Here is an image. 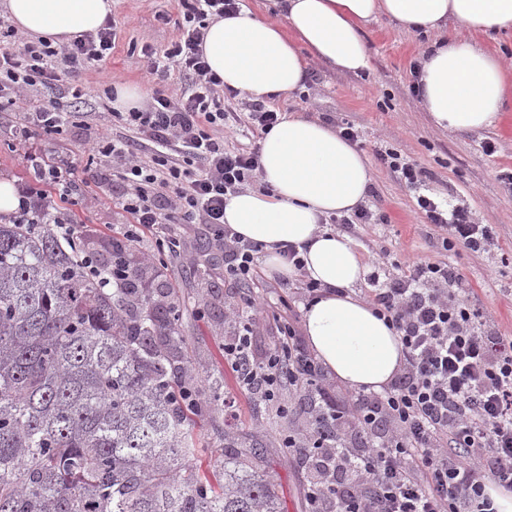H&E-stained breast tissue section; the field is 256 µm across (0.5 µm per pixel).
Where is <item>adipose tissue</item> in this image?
<instances>
[{"label": "adipose tissue", "mask_w": 512, "mask_h": 512, "mask_svg": "<svg viewBox=\"0 0 512 512\" xmlns=\"http://www.w3.org/2000/svg\"><path fill=\"white\" fill-rule=\"evenodd\" d=\"M16 30L61 44L99 29L112 0H5ZM387 18L427 34L419 53L420 98L432 125L468 134L496 125L512 104V72L477 35L512 32V0H266L261 9L210 23L202 44L211 70L235 90L272 101L303 89L308 62L356 74L370 67L368 27ZM263 188L245 189L224 207L242 240L262 244L269 272L291 277L282 256L295 246L322 293L305 309L303 333L323 366L345 385L379 390L403 365L402 344L357 295L368 273L355 244L323 227L353 213L373 181L369 157L336 128L284 116L261 141Z\"/></svg>", "instance_id": "adipose-tissue-1"}]
</instances>
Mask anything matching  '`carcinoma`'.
<instances>
[{"mask_svg": "<svg viewBox=\"0 0 512 512\" xmlns=\"http://www.w3.org/2000/svg\"><path fill=\"white\" fill-rule=\"evenodd\" d=\"M0 215V512H280L258 442L202 470L179 305Z\"/></svg>", "mask_w": 512, "mask_h": 512, "instance_id": "cac0c4a2", "label": "carcinoma"}]
</instances>
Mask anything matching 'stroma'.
<instances>
[{"label":"stroma","mask_w":512,"mask_h":512,"mask_svg":"<svg viewBox=\"0 0 512 512\" xmlns=\"http://www.w3.org/2000/svg\"><path fill=\"white\" fill-rule=\"evenodd\" d=\"M180 10L179 0H112L115 46L110 55L90 65L78 78L82 96L75 106L88 113L90 123L113 136L128 137V129L113 121L112 101L104 93L116 80L141 88L149 98L159 90L169 96L179 94L185 81L178 72L166 78L149 74L142 51L147 47L163 49L179 36ZM366 39L369 70L358 75L343 74L311 62L304 90L270 102L269 107L321 121L330 118L338 127L353 125L360 133V150L370 155L379 146L396 149L430 172L427 193L451 206L467 204L480 220L492 224L497 249L447 255L438 229L424 223L417 213L412 192L395 174L377 164L365 206L385 216V223L341 224L337 230L352 239L371 268L388 270L407 256L432 262L452 260L468 284L473 304L495 322L502 334L512 336V263H502L500 254L501 249L512 248V190L498 178L501 170L512 169V108L495 127L463 136L440 133L430 125L418 96L411 90L418 36L400 31L382 18L368 28ZM23 121L19 113L0 118V182H10L17 190L33 182L30 154L53 159L78 155L88 136L86 128L76 126L65 137L38 133L16 147L12 144L13 132ZM488 142L495 146L490 156L483 151ZM74 190L79 195L77 221L84 226L86 241L92 248L105 251L113 240L121 238L126 222L124 212L112 203L111 176L100 174L89 188L76 183ZM132 259L144 263L146 287L164 289L179 302V329L186 338V355L196 365L194 380L206 388L211 378H220L223 392L236 399L233 415L227 417L218 411L198 423L197 431L208 447L207 458L223 459L229 444L251 439L267 442L264 468L276 486L283 512H307L311 465L280 445L283 435L307 427V405H296L283 414L255 401L239 391L233 371L224 362V339L236 330L227 313L240 304L247 287L225 280L224 263L209 250L199 224L188 227L176 252L158 253L154 238L147 236ZM200 268L207 269L206 278L197 277ZM292 284V279L267 271L257 284L268 306L253 337L255 359H264L277 342L282 321L304 314L303 303L293 299Z\"/></svg>","instance_id":"obj_1"}]
</instances>
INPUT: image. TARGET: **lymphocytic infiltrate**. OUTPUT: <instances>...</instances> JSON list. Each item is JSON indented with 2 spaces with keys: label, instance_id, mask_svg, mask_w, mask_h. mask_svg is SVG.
I'll return each mask as SVG.
<instances>
[{
  "label": "lymphocytic infiltrate",
  "instance_id": "lymphocytic-infiltrate-1",
  "mask_svg": "<svg viewBox=\"0 0 512 512\" xmlns=\"http://www.w3.org/2000/svg\"><path fill=\"white\" fill-rule=\"evenodd\" d=\"M241 2L180 0L181 37L148 53L151 73L174 67L187 78L180 99L159 93L147 109L117 113L130 137L100 133L86 140L85 164L60 166L29 155L37 184L22 190L18 216L52 225L64 241L81 239L71 186L79 174L113 169L112 202L128 216L127 244L178 224H203L224 256L225 274L255 284L262 247L227 229L224 205L259 174V150L226 148L224 130L235 115L201 49L209 23L236 13ZM115 38L108 23L67 44L41 40L0 49V112L27 113L19 141L33 130L59 135L71 125L75 113L63 102L67 82L109 55ZM375 158L415 191L417 209L440 229L444 251L495 246L491 225L467 206L448 209L422 194L426 170L391 148L376 149ZM369 281L368 304L403 345L404 365L390 384L355 392L344 406L328 405L326 371L297 344L295 325L283 324L279 345L258 361L250 353L248 321L224 345L240 389L259 401L286 391L308 397L309 431L284 441L318 463L307 488L308 512H496L488 485L512 489V336L471 304L450 262L409 257Z\"/></svg>",
  "mask_w": 512,
  "mask_h": 512
}]
</instances>
